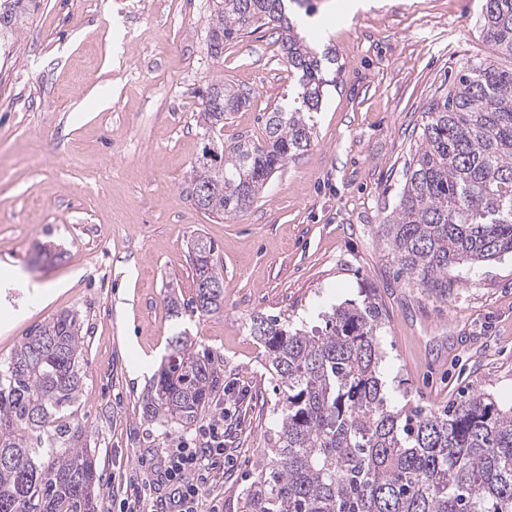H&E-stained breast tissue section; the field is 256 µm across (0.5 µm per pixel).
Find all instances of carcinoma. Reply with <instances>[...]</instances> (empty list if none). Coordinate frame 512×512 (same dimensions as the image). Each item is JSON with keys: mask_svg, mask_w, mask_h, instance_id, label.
<instances>
[{"mask_svg": "<svg viewBox=\"0 0 512 512\" xmlns=\"http://www.w3.org/2000/svg\"><path fill=\"white\" fill-rule=\"evenodd\" d=\"M40 0H0V52ZM207 54L264 26L278 30L296 85L288 105L264 113L262 137L224 143V121L248 97L219 80L198 114L220 160L198 161L184 188L203 214L233 219L248 209L284 163L313 142L312 113L328 80L287 0H212ZM482 31L512 57V0H484ZM419 147L407 164L380 237L398 271L437 298L448 272L512 253V69L466 63L448 92L431 101ZM190 305L224 311L217 246L195 240ZM214 289H209V286ZM381 312L346 302L309 335L270 316L249 331L266 349L280 393L275 447L262 457L242 512H512V406L476 391L440 409L387 403L379 365ZM82 321L64 311L0 360V512H101L95 456L78 447L71 408L82 386ZM172 337L142 402L166 427L192 424L219 387L207 355Z\"/></svg>", "mask_w": 512, "mask_h": 512, "instance_id": "carcinoma-1", "label": "carcinoma"}]
</instances>
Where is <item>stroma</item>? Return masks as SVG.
I'll return each mask as SVG.
<instances>
[{
  "instance_id": "35a3bbf8",
  "label": "stroma",
  "mask_w": 512,
  "mask_h": 512,
  "mask_svg": "<svg viewBox=\"0 0 512 512\" xmlns=\"http://www.w3.org/2000/svg\"><path fill=\"white\" fill-rule=\"evenodd\" d=\"M318 47L340 67L311 146L254 204L208 220L182 193L205 139L201 93L224 80L249 96L225 139L259 137L294 75L276 29L206 52L211 0H42L0 63V358L64 311L83 321L84 373L72 421L105 491L142 477L162 451L224 419V472L208 495L240 512L279 399L253 316L325 329L326 312L376 302L389 404L437 408L483 389L512 405V255L459 269L447 298L397 276L378 233L397 201L422 117L464 62L512 58L483 37V0H312ZM204 236L224 264V310L191 300L188 245ZM221 368L186 428L146 417L142 395L177 330Z\"/></svg>"
}]
</instances>
